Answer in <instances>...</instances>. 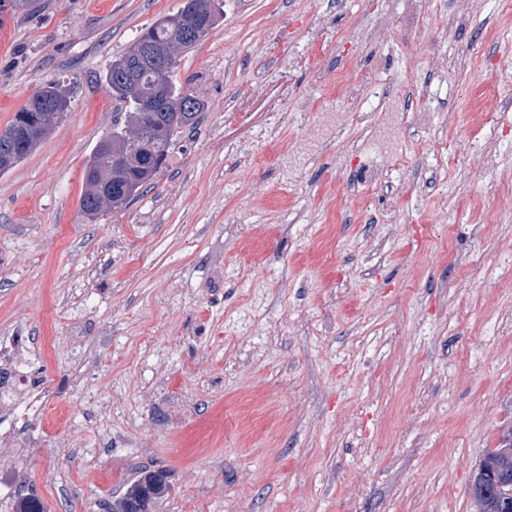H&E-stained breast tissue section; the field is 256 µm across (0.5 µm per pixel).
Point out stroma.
Masks as SVG:
<instances>
[{
	"instance_id": "obj_1",
	"label": "stroma",
	"mask_w": 512,
	"mask_h": 512,
	"mask_svg": "<svg viewBox=\"0 0 512 512\" xmlns=\"http://www.w3.org/2000/svg\"><path fill=\"white\" fill-rule=\"evenodd\" d=\"M181 4L0 15V131L44 84L68 95L0 175V336L32 337L49 395L43 420L0 422L21 445L41 432L11 495L102 512L150 469L171 484L158 512H478L472 477L512 432V10L475 0L448 30L458 0H223L176 70L197 128L154 188L87 220L84 165L117 110L103 75ZM289 51L311 63L279 143L254 127L225 153L230 101ZM353 64L431 85L430 130L400 132L385 185L354 196L336 158L368 131L345 129L280 196L283 147L357 110L331 92Z\"/></svg>"
}]
</instances>
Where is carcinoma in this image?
Listing matches in <instances>:
<instances>
[{"instance_id":"1","label":"carcinoma","mask_w":512,"mask_h":512,"mask_svg":"<svg viewBox=\"0 0 512 512\" xmlns=\"http://www.w3.org/2000/svg\"><path fill=\"white\" fill-rule=\"evenodd\" d=\"M39 5L40 0H0V12L24 15ZM188 14L200 21V30L192 38L185 34ZM220 18L217 0H183L177 12L160 16L140 32L126 53L112 60L104 81L122 111L116 113L112 130L99 141L85 164L79 210L86 219L93 220L103 208H119L142 194L168 167L183 134L196 126L204 103L176 84L173 77L183 56L211 32ZM149 66L162 75V89H154L146 80L138 81L141 70ZM67 109L66 95L53 83L19 109L0 133V174L25 159ZM135 140L144 144L138 150L142 158L130 164L126 157L132 154ZM169 489L166 475L143 471L126 485L122 496L112 501V512H135L138 504L146 512H156L157 503ZM15 512H44V506L34 496L21 495Z\"/></svg>"}]
</instances>
